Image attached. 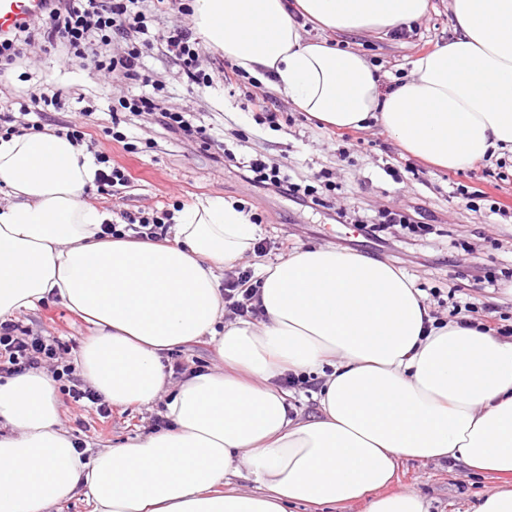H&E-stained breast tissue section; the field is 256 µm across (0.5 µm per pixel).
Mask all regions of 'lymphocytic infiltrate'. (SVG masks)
<instances>
[{
  "mask_svg": "<svg viewBox=\"0 0 512 512\" xmlns=\"http://www.w3.org/2000/svg\"><path fill=\"white\" fill-rule=\"evenodd\" d=\"M144 0H42L36 14L23 18L9 31L0 33V64L11 65L22 59L23 46L37 43L61 54L64 63L87 62L101 76L121 75L137 85L136 94L119 98L111 105L112 138L125 142L124 130L132 118L142 113L153 115L155 123L173 135H198L204 151L210 152L215 163H223L228 153L223 141L205 128H194L187 113L165 108L160 103L159 87L152 81L144 58L154 45H162L165 56L180 77L185 80L189 92L213 87L215 82L225 86L237 83L241 72L229 66L217 67L209 72L200 66L202 49L192 37L188 26L170 30L163 39H156L142 9ZM123 45L119 54H111L112 45ZM80 119L67 122L66 137L78 144H86L94 150L102 168L96 174L98 188L119 192L131 181L129 172L121 166H108V158L97 152L95 141L89 140L84 131L83 119L89 109H81ZM238 168L244 179L254 186L272 188L297 203L306 205L315 190L311 185L293 182L283 174L279 165L261 158L239 162ZM67 347L57 338L36 336L21 325L0 322V370L19 374L31 369L50 367L55 381L61 382L64 392L74 402L86 401L96 407L101 417H109L111 409L92 389L85 386L74 374L67 361Z\"/></svg>",
  "mask_w": 512,
  "mask_h": 512,
  "instance_id": "f902f5d3",
  "label": "lymphocytic infiltrate"
}]
</instances>
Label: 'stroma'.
I'll list each match as a JSON object with an SVG mask.
<instances>
[{"mask_svg":"<svg viewBox=\"0 0 512 512\" xmlns=\"http://www.w3.org/2000/svg\"><path fill=\"white\" fill-rule=\"evenodd\" d=\"M451 16L444 0H431L427 14L414 23L407 38L392 34H359L340 38L341 47L363 53L379 67L385 86L409 73L416 55L447 40ZM145 63L163 88L166 106L191 113L193 123L223 132L224 142L235 153L286 166L293 178L314 180L325 171L334 190L319 189V206H299L278 194L244 182L236 170L213 162L196 137L176 139L160 129L152 116L135 120L132 146L112 138V120L104 93L120 96L127 87L123 78L104 84L87 64L64 65L57 53L29 47L20 67L0 74V111L13 108L29 80L49 83L59 92L62 110L52 113L57 122L74 120L79 102L92 106L86 130L113 163L125 167L132 180L122 193L109 196L89 187V202L109 209L113 216L151 209L173 211L204 196H221L242 203L259 227L258 255L281 258L279 243L289 248L329 245L395 266L409 276L434 315L447 320L455 314L449 289L480 309L496 310L512 322V219L488 210L471 211L453 195L457 186L483 190L492 199L512 207V158L481 162L461 171H438L403 152L382 127L372 125L349 132L318 128L305 113L291 110L274 97L276 111L290 112L292 123L275 128L262 113L248 109L249 83L239 90L187 92L159 51ZM383 210L412 215L410 226L394 225L383 239L366 237L355 221ZM345 212L348 223L335 221ZM496 286H489V279ZM14 322L38 336H55L69 346V361H77L89 325L50 298L30 310L17 312ZM61 424L75 441L92 450L121 443L153 431L157 408L131 406L113 409L109 418L97 415L93 405L60 395ZM497 476L474 471L450 461H400L393 490L413 492L424 498L429 512H470L483 492L498 486Z\"/></svg>","mask_w":512,"mask_h":512,"instance_id":"obj_1","label":"stroma"}]
</instances>
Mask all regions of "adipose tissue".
<instances>
[{"label":"adipose tissue","mask_w":512,"mask_h":512,"mask_svg":"<svg viewBox=\"0 0 512 512\" xmlns=\"http://www.w3.org/2000/svg\"><path fill=\"white\" fill-rule=\"evenodd\" d=\"M430 0H191L204 45L336 129L379 123L408 154L461 170L512 154V0H448L453 33L383 89L339 36L410 27ZM321 31L310 37L307 25ZM98 165L50 131L0 137V318L57 297L92 327L84 382L112 406L162 403L166 430L77 451L54 380L0 383V512H288L367 501L427 512L390 484L399 461L453 460L512 476V342L439 321L388 263L330 246L262 265L260 320H227L218 273L253 254L258 228L207 197L158 242L102 233L85 189ZM221 369L171 384L162 360L193 341ZM319 374V414L295 412L280 376ZM255 484L245 490L236 478Z\"/></svg>","instance_id":"1"}]
</instances>
